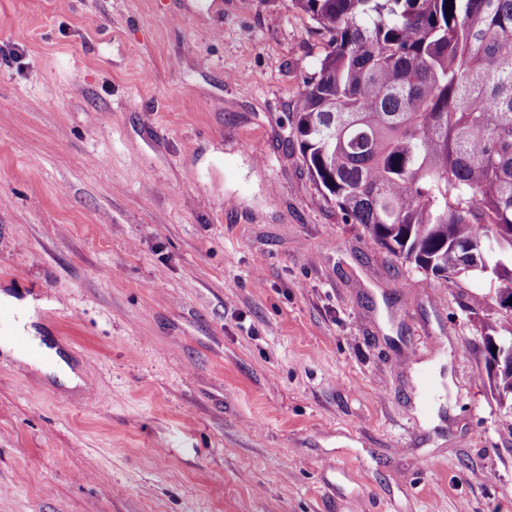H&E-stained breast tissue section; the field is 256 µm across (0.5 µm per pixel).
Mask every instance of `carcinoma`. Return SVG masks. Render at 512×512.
<instances>
[{
    "label": "carcinoma",
    "instance_id": "cac0c4a2",
    "mask_svg": "<svg viewBox=\"0 0 512 512\" xmlns=\"http://www.w3.org/2000/svg\"><path fill=\"white\" fill-rule=\"evenodd\" d=\"M327 38L294 127L348 224L426 275L512 298V0H289ZM512 337V310L487 326ZM512 401V370L490 376Z\"/></svg>",
    "mask_w": 512,
    "mask_h": 512
}]
</instances>
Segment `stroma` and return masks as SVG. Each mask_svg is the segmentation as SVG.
I'll list each match as a JSON object with an SVG mask.
<instances>
[{
    "label": "stroma",
    "instance_id": "1",
    "mask_svg": "<svg viewBox=\"0 0 512 512\" xmlns=\"http://www.w3.org/2000/svg\"><path fill=\"white\" fill-rule=\"evenodd\" d=\"M287 0H0V512H512L484 280L323 202ZM30 343L32 349L41 356V361L37 367L41 372L55 375L58 380L67 387H74L79 382V378L76 374L66 362L57 355L55 348H48L45 345H41V341L38 338H32Z\"/></svg>",
    "mask_w": 512,
    "mask_h": 512
}]
</instances>
